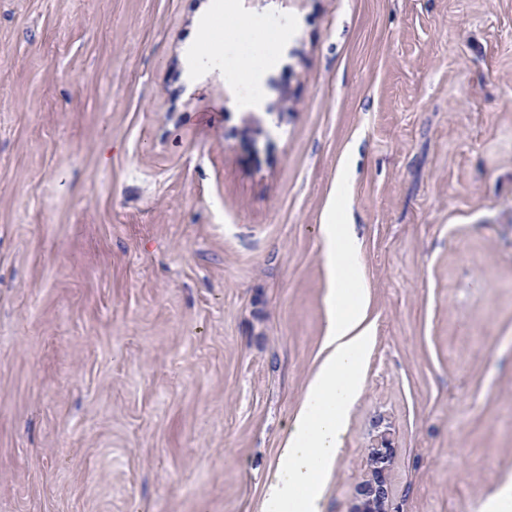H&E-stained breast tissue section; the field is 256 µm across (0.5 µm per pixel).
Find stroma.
Masks as SVG:
<instances>
[{"mask_svg": "<svg viewBox=\"0 0 512 512\" xmlns=\"http://www.w3.org/2000/svg\"><path fill=\"white\" fill-rule=\"evenodd\" d=\"M212 0H0V512H262L326 323L344 158L373 323L322 512L512 485V0H239L294 29L257 107ZM219 14H224L225 27H237L242 22V19L235 14L233 0L219 1L218 4L213 3L212 14L201 23V40L190 59L192 69H210L214 67L215 61L224 50L223 41L217 37L213 25L214 18ZM372 450V457L376 466L375 469L371 470L369 478L359 488L361 503L357 505L355 510H364L365 506H369L371 510L385 512L388 511L392 492L385 473L381 469L388 462L389 448H387L386 442L382 440L380 445Z\"/></svg>", "mask_w": 512, "mask_h": 512, "instance_id": "35a3bbf8", "label": "stroma"}]
</instances>
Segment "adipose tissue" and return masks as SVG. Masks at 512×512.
Here are the masks:
<instances>
[{"label":"adipose tissue","instance_id":"adipose-tissue-1","mask_svg":"<svg viewBox=\"0 0 512 512\" xmlns=\"http://www.w3.org/2000/svg\"><path fill=\"white\" fill-rule=\"evenodd\" d=\"M219 14L226 26L240 23L234 0H219L211 17L201 23V40L190 59L192 69L212 68L224 50L213 25ZM320 231L328 276L322 359L268 473L262 512H321L324 486L336 466L351 409L363 390L364 355L372 329L356 261L358 239L342 202H334Z\"/></svg>","mask_w":512,"mask_h":512}]
</instances>
